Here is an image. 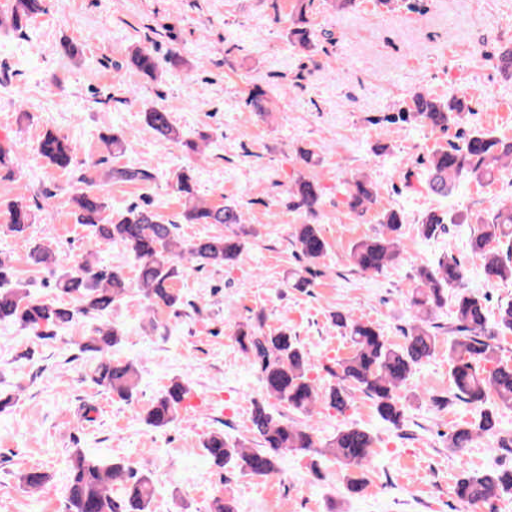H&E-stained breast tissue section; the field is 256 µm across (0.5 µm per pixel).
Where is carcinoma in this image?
I'll list each match as a JSON object with an SVG mask.
<instances>
[{"label":"carcinoma","mask_w":512,"mask_h":512,"mask_svg":"<svg viewBox=\"0 0 512 512\" xmlns=\"http://www.w3.org/2000/svg\"><path fill=\"white\" fill-rule=\"evenodd\" d=\"M43 0H14L10 13L0 18V26L21 31L43 12ZM311 0H297V10L289 28L290 39L303 49L313 46L307 12ZM136 72L153 77L158 71L156 57L139 49L129 58ZM246 104L260 115L269 112L267 92L254 87L247 94ZM465 113L460 99L439 102L429 94L418 92L405 102L397 114L389 117L394 123L420 120L440 130L459 123ZM148 126L164 141L181 144L196 153L198 144L185 141L172 124L169 113L153 108L145 113ZM36 151L50 165L66 170L72 165V155L66 139L48 130L40 137ZM512 162V144L488 133L471 132L462 135L459 143H450L434 151L427 159L428 189L446 196L457 180H489L504 163ZM108 178L137 183L151 179L142 168L114 167ZM175 191L185 200L183 219L187 224H223L229 232L200 237L184 242L179 225L166 222L146 203L126 209L116 217L105 214L106 204L97 193L83 191L73 198L76 223L90 228L95 245L119 243L137 262L136 285L142 297L156 308L174 309L181 296L172 288V281L181 268H220L233 265L246 245L250 232L240 227L241 214L235 205L213 206L197 198L190 171L176 175ZM377 193L363 178L353 180L348 187L345 204L349 212L361 218L376 201ZM321 202L319 183L306 176L299 177L288 195V206L313 217ZM7 227L16 236H24L32 216L30 210L15 201L6 205ZM477 232L470 240V251L480 260L486 276L504 280L512 277V204L496 210L489 219L475 218ZM404 213L396 209L384 211L379 218L382 231L374 237L353 244L350 258L363 273H380L400 257L398 241ZM445 230L444 219L428 213L419 222L422 236L431 238ZM293 242L301 255L311 263L323 258L328 243L318 225L296 224ZM90 251L73 266L64 265L56 255L36 241H27L29 265L46 268L54 276V288L60 297H71L80 308L67 307L57 300L50 302L30 297L14 266L11 256L0 253V323H13L23 329L37 330L41 326L62 328L71 325L75 316L95 314L103 317L112 306L122 301L131 290L124 273L93 259ZM466 274L456 260L445 261L435 268H417L411 288V303L417 315L405 340L400 345L389 343L372 323L354 320L341 312L334 315L336 327L345 331L352 352L338 363L336 384L325 390L309 378L311 361L297 338L286 331L277 334L262 332L261 321L237 325L236 339L241 351L259 374L267 396L302 413L313 412L322 400L338 411L346 409L349 391L363 392L373 402L379 417L391 425L400 426L405 417L399 391L415 369L431 358L440 336L431 322L432 312L448 302V289L458 288L456 321L448 331V357L452 361V396L479 410V421L458 427L448 434V447L461 452L473 438L496 426L495 407L512 409V367L498 365L486 370L481 363L492 361L497 336L512 333V303L501 309L494 324H489L483 299L465 288ZM124 332L117 325L96 330L88 337L84 349L96 354L92 379L104 390L123 401L138 393L140 373L132 360L112 357V348L122 341ZM188 388L179 382L168 385L152 402L145 422L154 429H163L178 419L179 409ZM251 430L259 444L254 450L243 443H234L217 432L204 443L212 466L237 468L253 476H269L277 471V458L288 452L330 454L348 467L361 469L369 461L374 439L359 428H345L320 444L311 430L267 410L264 402L254 401L250 416ZM125 479L124 493L112 497V481ZM30 491L40 490L48 475L31 468L20 476ZM512 495V469L483 473H464L457 480L455 495L465 503L488 502ZM153 497L152 479L146 470L132 471L121 459L89 457L80 450L70 455L67 474L66 512H149Z\"/></svg>","instance_id":"carcinoma-1"}]
</instances>
